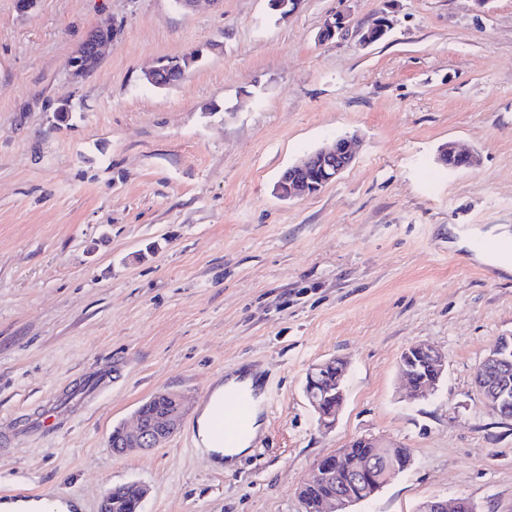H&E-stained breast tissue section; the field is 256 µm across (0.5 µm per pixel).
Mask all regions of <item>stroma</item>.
Masks as SVG:
<instances>
[{
	"instance_id": "1",
	"label": "stroma",
	"mask_w": 512,
	"mask_h": 512,
	"mask_svg": "<svg viewBox=\"0 0 512 512\" xmlns=\"http://www.w3.org/2000/svg\"><path fill=\"white\" fill-rule=\"evenodd\" d=\"M349 18L319 41L324 20ZM386 15L389 33L359 31ZM122 33L73 80L87 33ZM199 51L164 88L145 70ZM69 101L66 122L55 109ZM349 136L352 164L319 192L275 190L301 157ZM479 156L451 169L439 149ZM512 229V0H0V500L65 484L83 512L139 482L144 512H303L313 463L358 437L412 463L353 512L465 497L512 512V417L473 373L512 334V275L449 244V228ZM448 371L408 402L402 350ZM347 364L330 432L308 371ZM265 385L248 455L219 469L191 425L231 370ZM186 401L162 447L113 454L151 394ZM55 417L44 430V415Z\"/></svg>"
}]
</instances>
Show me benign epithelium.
<instances>
[{
    "instance_id": "benign-epithelium-1",
    "label": "benign epithelium",
    "mask_w": 512,
    "mask_h": 512,
    "mask_svg": "<svg viewBox=\"0 0 512 512\" xmlns=\"http://www.w3.org/2000/svg\"><path fill=\"white\" fill-rule=\"evenodd\" d=\"M346 23L347 17L344 15L327 18L318 39L327 41L335 38L346 28ZM121 31V25L115 21L110 26L90 31L69 60L70 76L82 79L95 70L104 49L117 39ZM352 162L350 140L339 138L332 148L314 151L286 169L277 182V194L284 199L309 195L312 189L309 178L318 180L320 186L324 187L336 181ZM511 366L512 336H504L499 346L491 348L480 363L486 382L482 399L485 407L496 415H504L512 403ZM447 367L448 358L430 345L413 344L405 348L399 356L397 368L407 385L406 398L410 401L426 398L428 389L442 380ZM331 368L336 369V383L329 384L321 395L305 390L318 425L325 431L335 427L346 402V364L339 359H330L311 368L307 375V379L311 380ZM180 421L181 416L174 412L147 426L138 419L134 425L124 426L123 453L161 447L178 430ZM369 442L374 448L373 453L356 461L348 470L349 482L364 488V491L358 495L339 492L322 502V512H352L353 505L371 499L394 475L400 473L404 463H412V453H404L394 443H385L377 438H371ZM345 454L346 449L340 448L336 453L318 459L308 482H320L326 478L331 467H342Z\"/></svg>"
}]
</instances>
